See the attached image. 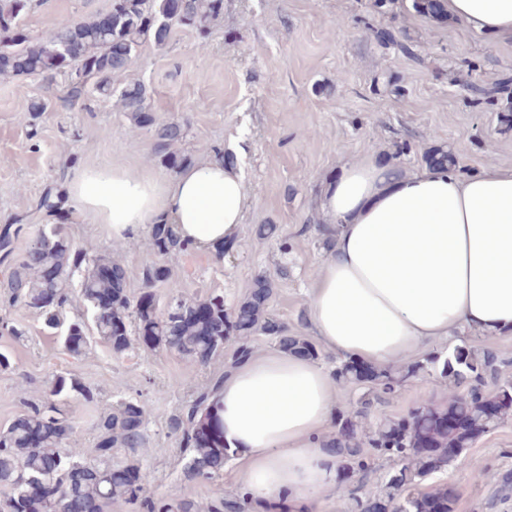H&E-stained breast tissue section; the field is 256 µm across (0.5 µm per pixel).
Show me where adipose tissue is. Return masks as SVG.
<instances>
[{
	"label": "adipose tissue",
	"instance_id": "obj_1",
	"mask_svg": "<svg viewBox=\"0 0 512 512\" xmlns=\"http://www.w3.org/2000/svg\"><path fill=\"white\" fill-rule=\"evenodd\" d=\"M472 32L512 41V0H443ZM69 199L114 240L170 224L202 249L239 240L247 189L236 159L215 155L171 177L115 166L73 168ZM334 239L316 270L307 322L330 352L366 365L417 355L460 328L512 335V167L463 178L413 173L368 154L328 176L319 199ZM335 383L298 354H252L217 397L242 480L271 512H312L336 489V457L317 440Z\"/></svg>",
	"mask_w": 512,
	"mask_h": 512
}]
</instances>
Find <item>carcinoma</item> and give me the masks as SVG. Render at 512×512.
<instances>
[{
  "instance_id": "carcinoma-1",
  "label": "carcinoma",
  "mask_w": 512,
  "mask_h": 512,
  "mask_svg": "<svg viewBox=\"0 0 512 512\" xmlns=\"http://www.w3.org/2000/svg\"><path fill=\"white\" fill-rule=\"evenodd\" d=\"M34 0H0V77L41 76L65 72L63 100L83 106L94 93L117 97L121 111L139 129L153 132L155 149L164 165L177 169L187 162L178 145L186 136L185 125L153 112L145 86L136 81L117 87L113 78L129 70L137 49L145 40L168 44L175 30L189 27L205 41L224 19V0H124L112 12V25L101 14L51 29L39 37L30 34L24 17ZM421 15L442 19L438 0H412ZM508 82L486 88L467 86L475 101L491 99L507 90ZM425 160L456 170L455 157L445 148L429 150ZM15 234H0V259L12 263L0 280V306L22 304L34 310L52 334L60 337L65 351L82 355L93 339L109 345L116 354L133 349H168L200 365L224 355V326L231 322L237 343L227 367L233 368L250 354L248 339L260 332L271 335L274 315L269 302L273 284L260 279L233 310L224 308V295L204 298L183 296L170 268L161 263L144 267L146 285L168 284L165 304L139 306L127 290L126 272L112 253L74 248L57 224H46L20 254H14ZM151 244L161 259L185 252L192 243L180 239L172 225L151 227ZM84 270L78 283L75 272ZM52 293L60 308L45 309L40 302ZM279 347L315 361L320 353L305 336L282 327L275 336ZM503 360L485 348L455 345L448 355L429 354L399 365L366 367L350 360L336 361L334 376L340 383L365 385L356 403L336 410L334 432L324 443L336 449L338 480L352 484L345 494L347 512H453L457 493L446 484L421 489L431 475L444 471L473 441L471 428L487 433L512 417V379H499ZM421 374L434 375L446 391L435 404L419 403L399 418H386L376 427L367 421L375 405L398 396L405 382ZM495 382L487 394L484 381ZM224 383L220 375L198 392L189 405L170 421V430L188 453L186 474L191 479L212 480L234 454L223 442L220 421L212 415L214 399ZM95 400V388L73 375H59L34 398L20 391V419L0 429V486L8 493L0 499V512H13L22 500L25 512H110L112 502L130 503L139 512H202L187 498L150 499L143 496L142 468L135 459L112 464V450L130 453L147 444L146 410L138 402L124 400L102 409L96 421L99 442L96 457L89 460L82 449L70 446L72 425L65 405L72 394ZM395 464L373 481L372 460ZM83 467L78 476L74 468ZM476 484L512 486V474L500 475L484 467L471 473ZM268 512L249 493L222 492L207 512H244L246 506Z\"/></svg>"
}]
</instances>
